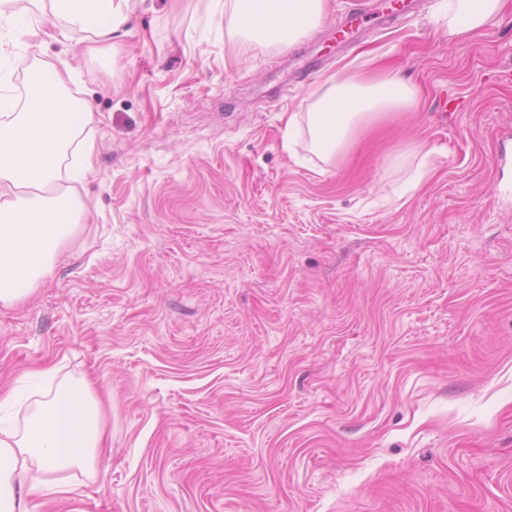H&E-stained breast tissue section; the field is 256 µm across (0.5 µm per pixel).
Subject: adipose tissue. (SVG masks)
I'll return each mask as SVG.
<instances>
[{"instance_id":"obj_1","label":"adipose tissue","mask_w":512,"mask_h":512,"mask_svg":"<svg viewBox=\"0 0 512 512\" xmlns=\"http://www.w3.org/2000/svg\"><path fill=\"white\" fill-rule=\"evenodd\" d=\"M130 0H0V21L22 22V35L37 36L33 18L64 17L82 33L86 51L104 52L126 34ZM448 37L463 41L496 21L503 0H443ZM326 0H233L240 29L296 39L316 24ZM22 107L0 97V308L30 297L52 275L55 261L75 234L84 206L76 183L92 169L96 143L89 104L67 93L66 75L49 58L27 69ZM307 114L316 150L338 154L353 133L376 114L407 110L416 90L402 79L328 77ZM80 163L64 168L72 146ZM103 437L99 406L89 382L62 379L40 394L26 428L0 423V512H32L40 493L66 503L82 479L101 472Z\"/></svg>"}]
</instances>
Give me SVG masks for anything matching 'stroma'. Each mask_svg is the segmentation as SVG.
I'll return each instance as SVG.
<instances>
[{"label": "stroma", "mask_w": 512, "mask_h": 512, "mask_svg": "<svg viewBox=\"0 0 512 512\" xmlns=\"http://www.w3.org/2000/svg\"><path fill=\"white\" fill-rule=\"evenodd\" d=\"M224 2L145 0L109 54L0 27L12 99L65 62L100 145L53 274L0 309V419L91 383L108 468L71 512H512V0L462 43L439 0H328L292 44ZM388 72L417 107L339 155L288 128Z\"/></svg>", "instance_id": "obj_1"}]
</instances>
